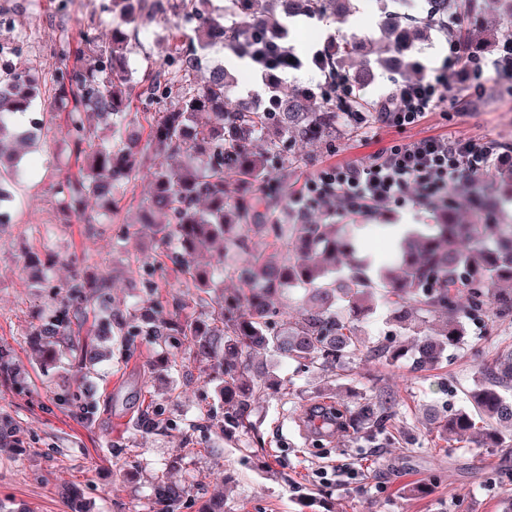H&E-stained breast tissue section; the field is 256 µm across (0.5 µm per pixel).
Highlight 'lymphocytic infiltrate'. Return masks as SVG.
<instances>
[{
    "mask_svg": "<svg viewBox=\"0 0 512 512\" xmlns=\"http://www.w3.org/2000/svg\"><path fill=\"white\" fill-rule=\"evenodd\" d=\"M458 70L453 61L432 81L401 84L395 105L378 113L377 122L401 129L417 124L426 109L449 89L448 78ZM511 162L512 155L491 138L451 133L406 144L392 142L367 163L321 168L306 181L295 201L300 204L305 198L332 192L343 212L355 214L369 205L404 203L415 193L444 199L449 190L503 171Z\"/></svg>",
    "mask_w": 512,
    "mask_h": 512,
    "instance_id": "lymphocytic-infiltrate-1",
    "label": "lymphocytic infiltrate"
}]
</instances>
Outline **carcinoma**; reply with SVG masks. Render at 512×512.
<instances>
[{
	"label": "carcinoma",
	"instance_id": "carcinoma-1",
	"mask_svg": "<svg viewBox=\"0 0 512 512\" xmlns=\"http://www.w3.org/2000/svg\"><path fill=\"white\" fill-rule=\"evenodd\" d=\"M357 0H224V22L218 23L177 0L182 20L199 19L193 37L178 41L171 54L182 59L171 68L167 59L141 77L117 66L129 35L139 31L133 0H114L120 23L112 28L109 44L96 48L88 31L91 54L70 57L60 43L62 67L57 70L53 99L66 113L68 134L76 160V175L67 178L58 194L78 215L88 198L106 217L117 211L125 188L141 176L151 180L148 197L139 203L137 223L149 226L162 244H175L172 264L192 279L195 303L210 309L201 321L181 315L166 318L153 306L129 318L107 309V278L94 280L75 274L62 285V296L31 332L30 341L50 355L52 347L69 341L77 352L73 367L83 369L99 357L98 341L114 336H147L176 369L180 352L219 375L224 403L222 415L207 417L226 437L258 431L257 399L274 380L251 366L257 353L274 352L299 370L326 373L336 379L350 376L351 359L369 351L393 365L405 357L411 368L430 370L448 360V349L466 344L468 322L486 323L484 339L496 324L512 321V224L497 223L495 202L477 199L469 221L459 219V203L448 196L437 210V223L425 231L407 233L395 258L373 262L357 256L354 238L336 223V196L313 200L297 209L291 232L277 224L280 209L296 191L282 171L304 167L310 158L296 149L304 143L336 150V141L375 119L393 101L388 95L368 101L360 88L374 79L372 64L409 74L415 43L439 31L453 44L458 61L475 59L479 44L471 34L480 18L481 0H377L389 56L371 61V45L361 38L339 36L319 51L300 54L284 20L301 17L343 21ZM508 22L496 28L486 49L512 55V0H503ZM216 42L244 59L262 84V91L235 101L230 93L238 71L230 64L200 68L198 51ZM315 66L323 82L313 86H282L279 74ZM353 92L336 91V74ZM39 73L19 62L0 59V202L12 198L20 155L16 147L36 139L39 122L23 127L16 118L31 111L43 94ZM150 116L143 130L134 102ZM165 108L150 112L158 104ZM110 120L119 131L116 142L95 144L87 116ZM256 236H272L281 260L251 250ZM224 245V253L249 255L245 267L228 266L220 257L212 270H201L196 258ZM235 279L243 289L230 297L214 298L211 289ZM303 286L307 297L296 316L283 318L275 301L291 288ZM383 306L410 344L394 341L370 347L359 324ZM93 314L94 330L80 336L82 317ZM468 406L436 417V433L446 443L470 435L481 445L512 453V350H502L486 363L467 395ZM394 401L366 395L351 410L339 402L316 403L305 413L304 430L327 440L339 430L367 433L370 444L393 443ZM161 409L143 410L136 426L143 432L162 428ZM191 483H173L156 476L151 483L148 512H182Z\"/></svg>",
	"mask_w": 512,
	"mask_h": 512
}]
</instances>
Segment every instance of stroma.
<instances>
[{
	"instance_id": "obj_1",
	"label": "stroma",
	"mask_w": 512,
	"mask_h": 512,
	"mask_svg": "<svg viewBox=\"0 0 512 512\" xmlns=\"http://www.w3.org/2000/svg\"><path fill=\"white\" fill-rule=\"evenodd\" d=\"M10 25L0 30V44L13 47L19 61L51 83L59 60V37L71 50L83 46V34L94 31L107 43L119 20L112 0H79L62 10L58 0H0ZM378 14L369 0L348 23L305 21L294 29L298 49H312L326 38L357 34L380 38ZM180 19L171 6L143 17L138 36L130 38L126 56L130 69L143 74L168 52ZM476 79L456 80L444 101L425 112L413 127L397 129L372 123L354 139L336 144L334 153L305 146L309 166L288 172L289 181L304 184L320 168L368 161L383 145L455 132L491 137L512 144V66L499 57L481 59ZM51 96L38 101L44 116L36 148L23 164L14 195L0 204L9 222L0 226V345L12 355V376H0V416L10 417L14 436L0 440V512H64L61 494L76 487L90 512H142L151 481L166 473L179 483L192 477L194 491L183 512H201L206 501L220 497L225 512H501L503 476L512 471V454L463 441H439L425 408L434 404L454 411L467 403L466 394L484 359L512 348V321L499 323L493 342L482 356L469 347L450 350L438 370L416 373L407 361L387 366L373 358L355 360L350 382L317 383L313 375L273 354L260 356L278 391L256 405L259 435L224 438L214 429L185 430L206 411H220L221 381L192 359L178 370L158 368L160 350L147 337L134 349L113 342L109 360L82 372L71 367L73 351L61 345L55 368L43 370L35 361L28 334L41 311L55 299V287L74 271L94 277L111 275L113 311L131 313L144 303L172 310L176 299L193 291L187 277L152 266L157 245L135 224L147 179L131 183L122 209L111 223L90 224L64 209L57 186L76 173L65 115L51 110ZM436 202L418 198L403 205H378L369 214L338 213L337 223L353 227L360 255L392 249L399 237L395 224L422 230L434 223ZM395 403V424L405 441L388 448H367L356 433L335 437L331 446H316L300 423L308 406L338 401L356 408L360 398L378 391ZM81 398L93 392L97 413L87 420L59 405L56 392ZM156 403L171 424L149 434L134 426L142 409ZM195 447L184 455L186 447ZM429 483L431 494L410 495L413 484Z\"/></svg>"
}]
</instances>
